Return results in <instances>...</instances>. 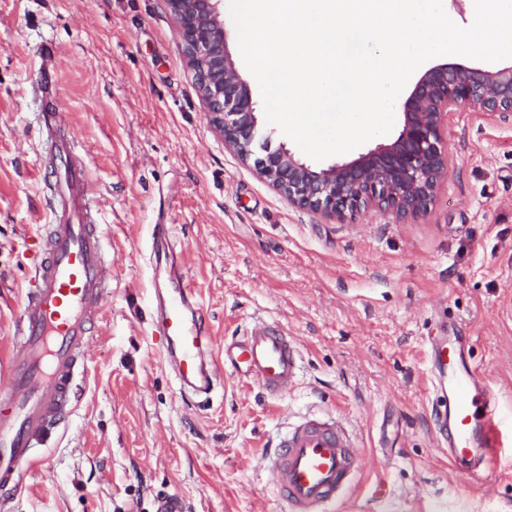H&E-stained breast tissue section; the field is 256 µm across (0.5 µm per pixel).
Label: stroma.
I'll list each match as a JSON object with an SVG mask.
<instances>
[{"label": "stroma", "instance_id": "1", "mask_svg": "<svg viewBox=\"0 0 512 512\" xmlns=\"http://www.w3.org/2000/svg\"><path fill=\"white\" fill-rule=\"evenodd\" d=\"M52 47V85L41 71ZM74 135L112 244V294L75 412L7 512H286L260 454L288 427L340 415L365 467L337 512H512V429L485 492L437 447L429 336L457 334L512 420V113L448 117V179L420 219L295 207L211 126L163 0H0V371L52 216L39 115ZM173 227L216 354L263 317L303 376L282 398L227 377L183 398L146 298L153 224Z\"/></svg>", "mask_w": 512, "mask_h": 512}]
</instances>
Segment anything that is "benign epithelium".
Returning a JSON list of instances; mask_svg holds the SVG:
<instances>
[{"mask_svg":"<svg viewBox=\"0 0 512 512\" xmlns=\"http://www.w3.org/2000/svg\"><path fill=\"white\" fill-rule=\"evenodd\" d=\"M178 24L196 88L212 127L260 178L298 208L343 217L373 208L400 222L427 213L448 178V114L512 112V65L494 71L439 66L426 71L402 105L397 136L342 163L314 168L285 146L271 148L250 84L228 48L224 0H164Z\"/></svg>","mask_w":512,"mask_h":512,"instance_id":"benign-epithelium-1","label":"benign epithelium"}]
</instances>
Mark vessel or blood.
<instances>
[{
  "label": "vessel or blood",
  "instance_id": "b4317fda",
  "mask_svg": "<svg viewBox=\"0 0 512 512\" xmlns=\"http://www.w3.org/2000/svg\"><path fill=\"white\" fill-rule=\"evenodd\" d=\"M40 121L52 131L45 182L52 221L40 235L34 285L22 298L9 375L0 382V505L39 468L37 447L75 411L92 326L112 292V261L96 222L88 167L75 138L54 133L55 113H41ZM149 262L166 269L165 282H153L150 290L152 326L183 394L210 399L227 368L271 398L296 386L303 371L297 343L264 320L252 319L225 340L223 359L215 358L206 316L176 259L171 225H153ZM431 347L438 441L456 469L493 488L490 470L502 446L496 397L456 340L439 336ZM364 464L345 426L331 416L280 435L263 469L288 512H333Z\"/></svg>",
  "mask_w": 512,
  "mask_h": 512
}]
</instances>
